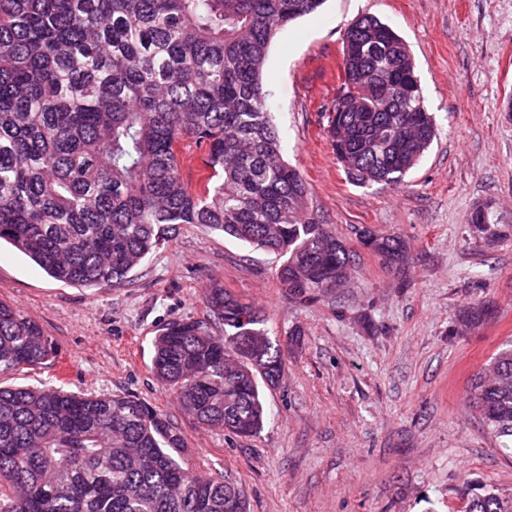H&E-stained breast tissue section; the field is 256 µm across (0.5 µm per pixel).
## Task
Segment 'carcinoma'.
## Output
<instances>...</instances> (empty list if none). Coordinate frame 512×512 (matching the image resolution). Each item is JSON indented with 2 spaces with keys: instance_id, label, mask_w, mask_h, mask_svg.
Returning <instances> with one entry per match:
<instances>
[{
  "instance_id": "cac0c4a2",
  "label": "carcinoma",
  "mask_w": 512,
  "mask_h": 512,
  "mask_svg": "<svg viewBox=\"0 0 512 512\" xmlns=\"http://www.w3.org/2000/svg\"><path fill=\"white\" fill-rule=\"evenodd\" d=\"M324 0H0V242L51 278L111 288L131 280L178 224H201L282 258L287 298L336 292L350 250L310 208L281 155L262 69L275 32ZM343 82L326 135L349 180L397 185L435 136L415 62L374 16L346 29ZM205 149L197 191L177 146ZM474 236L491 233L471 215ZM387 268L409 249L369 230ZM223 326L173 322L153 339L152 372L184 415L237 437L261 432L262 387L284 370L263 310L212 285ZM492 315L470 304L461 322ZM51 348L0 302V374ZM487 429L512 447V343L475 383ZM461 512H512V498L465 480ZM0 512H248L242 486L193 469L184 439L134 395L0 387Z\"/></svg>"
}]
</instances>
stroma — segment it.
Segmentation results:
<instances>
[{"mask_svg":"<svg viewBox=\"0 0 512 512\" xmlns=\"http://www.w3.org/2000/svg\"><path fill=\"white\" fill-rule=\"evenodd\" d=\"M363 15L404 39L436 123L429 150L393 187L350 182L324 131L344 33ZM262 81L284 159L354 253L344 286L291 302L274 254L199 224L178 225L118 288L56 281L4 243L0 301L35 321L56 354L0 374V386L136 394L181 432L197 471L243 486L249 512H453L465 477L512 497V450L471 399L474 379L512 342V0H326L276 34ZM479 208L492 238L469 232ZM365 230L404 239L406 268H386L362 244ZM215 283L265 310L288 350L253 437L196 427L151 371L154 336L173 321H208L203 297ZM473 302L494 314L463 326Z\"/></svg>","mask_w":512,"mask_h":512,"instance_id":"obj_1","label":"stroma"}]
</instances>
